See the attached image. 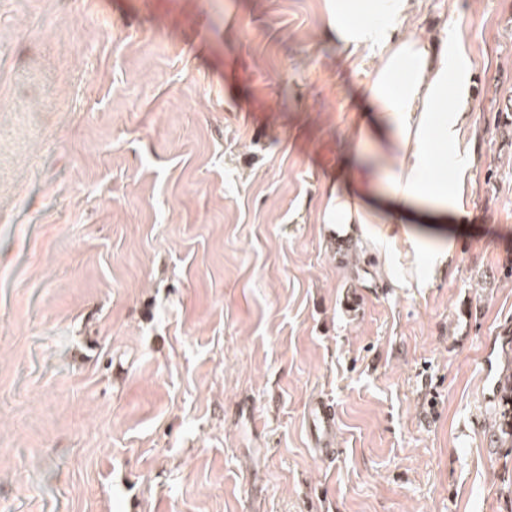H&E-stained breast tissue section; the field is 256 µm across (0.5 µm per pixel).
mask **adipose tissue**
Wrapping results in <instances>:
<instances>
[{"instance_id": "ef3b65f1", "label": "adipose tissue", "mask_w": 512, "mask_h": 512, "mask_svg": "<svg viewBox=\"0 0 512 512\" xmlns=\"http://www.w3.org/2000/svg\"><path fill=\"white\" fill-rule=\"evenodd\" d=\"M411 12L412 0H324L326 36L377 62L322 221L373 243L384 262L406 249L418 263L409 285L425 288L451 265L454 236L470 215L461 131L472 112L454 77L458 21L438 53L423 37L402 34Z\"/></svg>"}]
</instances>
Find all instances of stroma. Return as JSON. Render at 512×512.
<instances>
[{
  "label": "stroma",
  "instance_id": "stroma-1",
  "mask_svg": "<svg viewBox=\"0 0 512 512\" xmlns=\"http://www.w3.org/2000/svg\"><path fill=\"white\" fill-rule=\"evenodd\" d=\"M413 2L476 152L426 288L320 222L375 64L323 0H0V512H512V0ZM502 387L498 412L491 426V436L497 448L512 452V358L500 373ZM336 425V410L329 401L319 400L310 407L307 419L308 431L321 458L334 457L340 451V448H331Z\"/></svg>",
  "mask_w": 512,
  "mask_h": 512
}]
</instances>
